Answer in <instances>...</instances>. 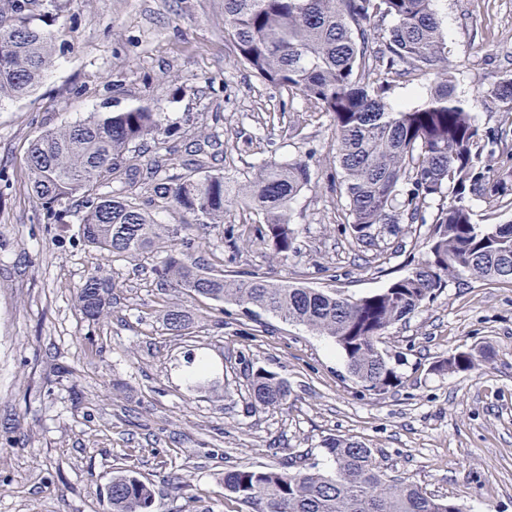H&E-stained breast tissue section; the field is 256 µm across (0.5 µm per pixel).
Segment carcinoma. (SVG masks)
I'll return each mask as SVG.
<instances>
[{
	"label": "carcinoma",
	"instance_id": "carcinoma-1",
	"mask_svg": "<svg viewBox=\"0 0 512 512\" xmlns=\"http://www.w3.org/2000/svg\"><path fill=\"white\" fill-rule=\"evenodd\" d=\"M27 2L12 0L11 11L0 9V104L27 97L56 52L54 37L23 17ZM434 2L224 0V31L238 62L329 118L336 192L349 211L345 230L353 243L361 248L397 235L403 224L430 223L426 258L379 291L355 298L339 289L207 271L195 258L189 229L222 224L234 207L261 215L256 238L288 260L295 241L292 201L311 182L310 160L267 161L242 182L211 171L199 148L174 179L158 176L167 162L156 160L148 171L155 180L148 203L183 217L177 225L160 224L137 192L141 168L133 145L170 134L163 113L149 106L93 112L42 133L26 151L28 187L55 222L67 202H79L85 245L130 262L163 248L167 256L154 273L166 286L257 308L327 336L350 375L365 390L384 393L400 382L380 348L390 327L463 276L512 283V222L481 224L473 210L475 200L512 196V170L493 171L497 138L455 93ZM416 71L433 76L422 103L389 104L391 91ZM486 94L512 106V76H500ZM113 288L110 277L95 273L75 303L97 322L110 312ZM162 321L183 336L194 315L170 307ZM477 366L478 355L459 351L435 370ZM249 386L263 409L286 404L290 395L287 381L264 367L252 372ZM323 448L334 463L330 472L313 464L293 471L240 466L224 471V494L249 512H463L454 500L388 477L362 440L330 437ZM108 499L111 512H154L152 487L130 470L112 475Z\"/></svg>",
	"mask_w": 512,
	"mask_h": 512
}]
</instances>
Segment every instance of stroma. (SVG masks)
Returning a JSON list of instances; mask_svg holds the SVG:
<instances>
[{
  "label": "stroma",
  "instance_id": "obj_1",
  "mask_svg": "<svg viewBox=\"0 0 512 512\" xmlns=\"http://www.w3.org/2000/svg\"><path fill=\"white\" fill-rule=\"evenodd\" d=\"M457 96L499 134L512 165V110L484 91L512 70V0H435ZM31 24L56 37V57L33 93L0 106V512H110L114 471L153 484L157 512H246L224 493V472L276 467L302 455L331 470L323 441L356 437L388 475L451 498L463 512H512V283L449 284L382 349L401 381L376 395L350 376L324 336L271 314L190 298L160 285L163 253L112 260L81 239V212L44 220L26 188L27 145L93 112L159 106L174 134L139 144L142 166L182 163L198 136L213 170L245 179L261 162L309 159L311 184L292 202L296 251L272 261L253 237L258 215L236 209L200 231L197 258L213 273L362 296L426 256L419 233L363 249L344 231L339 173L326 116L241 66L224 33V0H31ZM302 113L300 129L288 116ZM244 243L232 251L224 226ZM106 273L113 307L89 323L74 305L86 278ZM193 311L190 334L159 314ZM488 351L478 370L437 372L458 351ZM210 360L208 386L190 389L187 359ZM287 380L286 405L257 409L247 375Z\"/></svg>",
  "mask_w": 512,
  "mask_h": 512
}]
</instances>
